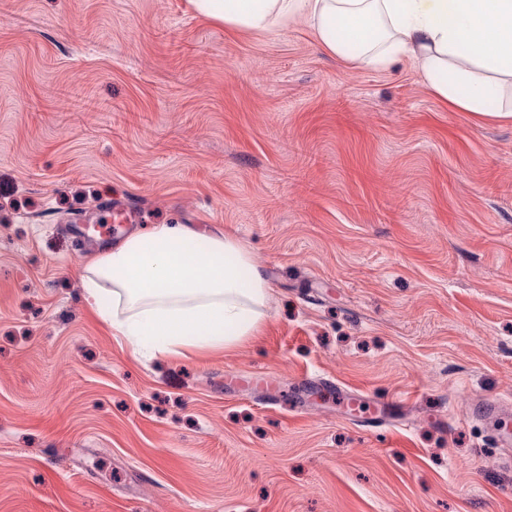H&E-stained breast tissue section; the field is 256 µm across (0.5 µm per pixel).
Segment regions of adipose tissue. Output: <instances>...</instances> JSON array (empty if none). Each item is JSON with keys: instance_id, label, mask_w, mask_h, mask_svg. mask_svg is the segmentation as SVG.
<instances>
[{"instance_id": "adipose-tissue-1", "label": "adipose tissue", "mask_w": 512, "mask_h": 512, "mask_svg": "<svg viewBox=\"0 0 512 512\" xmlns=\"http://www.w3.org/2000/svg\"><path fill=\"white\" fill-rule=\"evenodd\" d=\"M258 34L306 21L329 52L381 69L412 59L449 106L512 121V0H192ZM84 298L134 355L227 350L266 318L269 286L236 240L160 224L88 264ZM109 308H100L102 297Z\"/></svg>"}]
</instances>
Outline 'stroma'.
Returning <instances> with one entry per match:
<instances>
[{"instance_id":"1","label":"stroma","mask_w":512,"mask_h":512,"mask_svg":"<svg viewBox=\"0 0 512 512\" xmlns=\"http://www.w3.org/2000/svg\"><path fill=\"white\" fill-rule=\"evenodd\" d=\"M157 224L252 254L256 336L137 357L85 303ZM486 399L512 407V122L302 20L0 0V512H512Z\"/></svg>"}]
</instances>
